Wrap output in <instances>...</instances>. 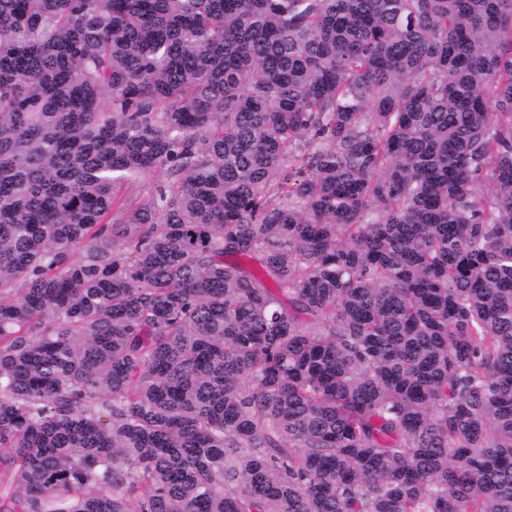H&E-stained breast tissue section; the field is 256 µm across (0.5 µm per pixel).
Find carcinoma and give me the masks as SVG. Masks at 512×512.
Instances as JSON below:
<instances>
[{"instance_id":"carcinoma-1","label":"carcinoma","mask_w":512,"mask_h":512,"mask_svg":"<svg viewBox=\"0 0 512 512\" xmlns=\"http://www.w3.org/2000/svg\"><path fill=\"white\" fill-rule=\"evenodd\" d=\"M0 512H512V0H0Z\"/></svg>"}]
</instances>
